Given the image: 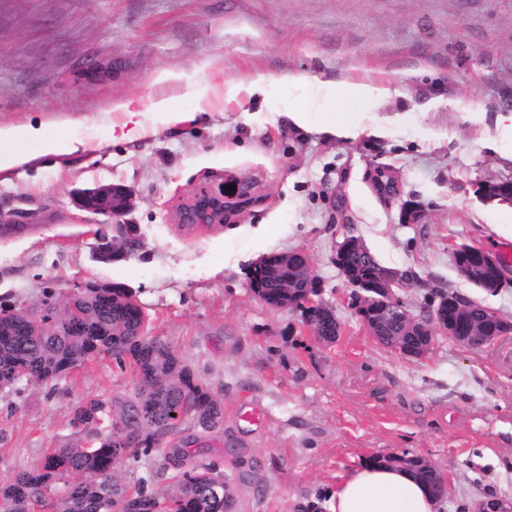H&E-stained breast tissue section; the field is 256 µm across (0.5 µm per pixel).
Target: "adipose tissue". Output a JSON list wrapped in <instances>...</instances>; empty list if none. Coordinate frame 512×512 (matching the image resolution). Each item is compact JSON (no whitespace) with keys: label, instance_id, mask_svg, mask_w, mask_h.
<instances>
[{"label":"adipose tissue","instance_id":"1","mask_svg":"<svg viewBox=\"0 0 512 512\" xmlns=\"http://www.w3.org/2000/svg\"><path fill=\"white\" fill-rule=\"evenodd\" d=\"M11 146L8 167L34 163L47 152L72 153L77 146L48 136L45 127H29L24 144L11 129L0 127V144ZM433 496L410 470L383 462H369L349 470L328 500L329 512H438Z\"/></svg>","mask_w":512,"mask_h":512}]
</instances>
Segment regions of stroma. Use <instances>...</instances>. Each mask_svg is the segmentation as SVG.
<instances>
[{
  "mask_svg": "<svg viewBox=\"0 0 512 512\" xmlns=\"http://www.w3.org/2000/svg\"><path fill=\"white\" fill-rule=\"evenodd\" d=\"M96 65L104 74L88 78ZM326 84L386 95L333 109L317 98ZM119 101L138 103L140 138L113 137ZM39 124L80 149L0 179V305L36 308L86 280L130 288L148 335L223 402L199 459L234 478L236 512H301L390 454L448 474L441 512L512 499L501 344L440 334L424 360L404 359L368 335L333 262L351 233L406 273L413 314L450 292L512 321V279L482 291L453 256L458 244L512 249V207L479 192L512 179V0H0V127L21 138ZM231 178L262 197L237 222L173 223L181 198ZM111 183L135 194L137 247L107 262L95 249L116 224L72 198ZM409 199L421 223H401ZM291 251L309 256L341 322L334 345L249 288L251 263ZM135 383L102 356L56 387L0 390V481L47 449L87 445L73 405L120 406Z\"/></svg>",
  "mask_w": 512,
  "mask_h": 512,
  "instance_id": "obj_1",
  "label": "stroma"
}]
</instances>
